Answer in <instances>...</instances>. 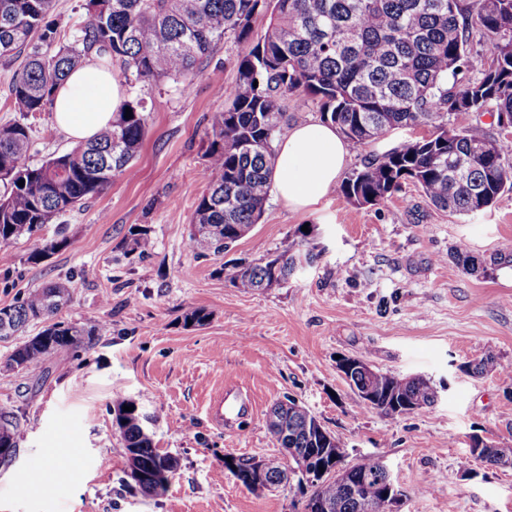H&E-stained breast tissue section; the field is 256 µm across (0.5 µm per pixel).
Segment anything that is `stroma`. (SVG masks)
Returning a JSON list of instances; mask_svg holds the SVG:
<instances>
[{"label":"stroma","mask_w":512,"mask_h":512,"mask_svg":"<svg viewBox=\"0 0 512 512\" xmlns=\"http://www.w3.org/2000/svg\"><path fill=\"white\" fill-rule=\"evenodd\" d=\"M241 49L221 42L187 90L172 80L126 83L147 116L132 174L0 246V307L67 280L73 294L59 320L99 333L92 349L53 357L45 372L0 374V405L18 411L24 431L13 462L0 465V512H300L295 486L252 491L224 471L228 456L281 455L265 414L288 397L348 460L379 458L407 494L403 512H512V469L470 457L475 435L512 444V382L462 370L478 350L512 362V263L496 260L512 246V192L471 216L436 209L412 184L380 208L353 205L338 188L305 214L272 197L230 251L190 249L210 118L224 106L216 89L235 83ZM31 126V163L72 149L51 113ZM135 224L149 227L151 245L127 254L119 244ZM306 224L313 266L262 292L230 284L236 262L287 249ZM60 227L71 246L29 262ZM460 250L474 269L457 264ZM195 307L209 313L205 325H185ZM340 355L430 377L439 399L401 416L363 410L337 369ZM230 384L254 407L220 428L205 407ZM117 393L153 415L156 447L179 459L163 495L124 479L110 410ZM54 456L68 460L67 471L38 486L35 470Z\"/></svg>","instance_id":"35a3bbf8"}]
</instances>
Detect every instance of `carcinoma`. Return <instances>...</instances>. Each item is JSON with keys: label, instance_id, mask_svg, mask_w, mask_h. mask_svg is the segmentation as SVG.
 Returning <instances> with one entry per match:
<instances>
[{"label": "carcinoma", "instance_id": "cac0c4a2", "mask_svg": "<svg viewBox=\"0 0 512 512\" xmlns=\"http://www.w3.org/2000/svg\"><path fill=\"white\" fill-rule=\"evenodd\" d=\"M53 0H0V63L27 52L12 84L11 102L24 116L50 112L53 92L66 75L90 56L121 63L127 81L170 78L188 89L201 64L222 40L234 37L245 49L237 57L238 77L224 90L225 106L213 114L201 175L206 190L198 199L189 236L193 250L229 251L240 230L261 219L273 178L271 160L286 113L284 100L304 94L320 104L321 120L336 126L350 143L364 146L392 130L429 125L431 134L378 154L343 183L356 205L383 206L408 182L437 208L458 215L487 210L512 191V137L496 138L480 126L448 127V116L488 113L502 125L512 117V0H87L84 25L47 57L39 44H52L56 23ZM269 14L261 35L252 19ZM478 47L471 46L473 32ZM258 86H252V83ZM111 125L94 139L40 164L28 161L30 126L0 127V245L40 231L55 217L99 194L112 177L132 168L147 134L140 101H129ZM24 186H19V181ZM29 255L70 244L65 231ZM301 241L277 254H266L233 267L230 283L243 291L282 285L296 271L301 256L317 255ZM149 227H129L123 245L145 249ZM72 286L56 281L0 308V339L17 335L31 322L42 329L0 361L3 373L38 368L59 351L77 354L95 344L94 326L53 317L70 301ZM495 365L512 378V363H497L488 351L465 368L473 374ZM350 387L369 395L362 408L395 415L408 405H434L437 386L423 376L399 377L375 370L353 371ZM132 406L127 412L124 407ZM112 414L125 448L135 449L124 471L146 495L165 491L179 461L156 448L146 427L149 417L135 402L117 397ZM269 434L284 454L258 463L230 457L224 470L250 490L280 485L296 470L317 472L329 463L331 441L315 434L317 418L294 400L279 402L267 413ZM21 435L17 410L0 406V454L14 455ZM470 454L491 467L512 463V446L472 439ZM359 499L348 486L318 476L297 480L301 512H387L384 464L362 457L351 469Z\"/></svg>", "mask_w": 512, "mask_h": 512}]
</instances>
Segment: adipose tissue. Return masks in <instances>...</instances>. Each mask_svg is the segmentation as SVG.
I'll return each instance as SVG.
<instances>
[{
	"mask_svg": "<svg viewBox=\"0 0 512 512\" xmlns=\"http://www.w3.org/2000/svg\"><path fill=\"white\" fill-rule=\"evenodd\" d=\"M126 101L124 86L91 58L56 88L52 112L56 126L80 142L107 127ZM348 157L346 142L331 125L298 124L277 144L273 190L292 211L309 212L334 189Z\"/></svg>",
	"mask_w": 512,
	"mask_h": 512,
	"instance_id": "adipose-tissue-1",
	"label": "adipose tissue"
}]
</instances>
